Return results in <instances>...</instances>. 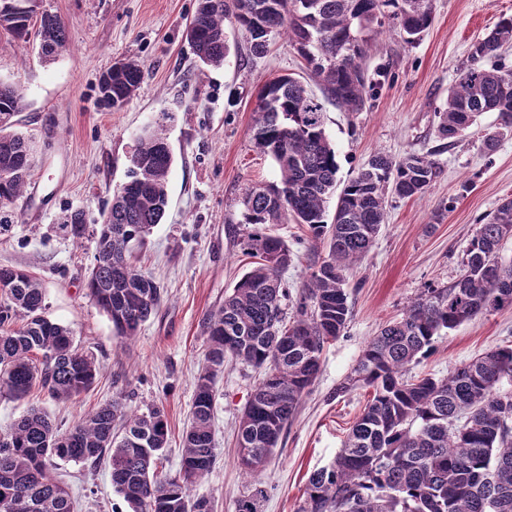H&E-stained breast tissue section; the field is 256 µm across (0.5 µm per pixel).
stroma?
Wrapping results in <instances>:
<instances>
[{"label": "stroma", "instance_id": "obj_1", "mask_svg": "<svg viewBox=\"0 0 512 512\" xmlns=\"http://www.w3.org/2000/svg\"><path fill=\"white\" fill-rule=\"evenodd\" d=\"M197 0H42L41 11L60 17L69 51L42 62L38 37L21 42L0 31V80L19 85L24 107L19 131L35 143L34 170L13 205L16 221L0 230V266L34 274L46 288L45 314L68 326L92 354L99 374L76 401L59 403L32 391L28 401L0 396V429L27 405L48 411L60 429L120 398L128 408L163 407L169 425L161 471L175 474L182 457L195 378L204 362L202 323L251 267L238 235L240 200L251 187L276 181L277 168L251 139L254 95L274 76L305 78L302 60L287 37L271 33L266 54L255 56L242 33L227 27L230 54L223 66L200 67L186 37ZM433 21L416 43L381 35L365 61L371 81L359 112L325 107V129L336 146L337 178L347 181L375 153L401 158L435 150L440 173L416 200L390 198L387 221L370 253L348 276L352 318L323 352L321 371L296 419L259 476L266 496L261 512H299L310 473L328 466L365 405L367 389L340 395L366 343L398 319L430 285L459 272L475 226L512 196V135L494 151L483 145L496 113L440 148L438 114L469 47L498 20L512 16V0H432ZM123 58L140 62L144 78L122 106H103L102 73ZM163 124L174 155L169 204L138 266L165 292L157 311L129 341L87 294L95 239L74 244L59 219L82 210L100 223L113 188L125 181L142 129ZM297 255L281 277L290 290L307 282L315 255L307 229L280 224ZM512 344V309L479 315L438 337L416 374L436 377L475 356ZM259 375L229 363L216 382L213 431L216 460L192 496L212 499L215 512H235L251 482L237 462V425ZM75 512H128L114 492L107 464L89 467L55 461Z\"/></svg>", "mask_w": 512, "mask_h": 512}]
</instances>
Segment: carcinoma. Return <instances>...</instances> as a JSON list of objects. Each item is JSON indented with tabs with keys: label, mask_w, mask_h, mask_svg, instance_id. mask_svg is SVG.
Returning <instances> with one entry per match:
<instances>
[{
	"label": "carcinoma",
	"mask_w": 512,
	"mask_h": 512,
	"mask_svg": "<svg viewBox=\"0 0 512 512\" xmlns=\"http://www.w3.org/2000/svg\"><path fill=\"white\" fill-rule=\"evenodd\" d=\"M11 2L0 0V29L24 41L32 16L19 15ZM431 22V0H197L187 37L201 65L224 64L228 25L241 31L254 55L267 52L268 36L282 29L322 97L290 74L256 93L252 141L275 163L279 183L242 198L247 227L241 240L256 261L204 319L206 364L195 382L180 469L174 475L157 469L168 438L159 407L138 413L114 400L65 432L32 408L0 430V512H74L50 468L53 458L93 467L108 459L112 487L131 512H213L212 501L191 497L190 486L214 461L215 384L229 361L263 372L240 416L237 460L251 476L264 469L320 372L325 345L350 321L346 273L373 247L389 196L420 198L438 174L432 151L400 159L375 153L337 188L324 103L360 111L370 88L363 61L372 40L386 30L412 44ZM38 34L45 62L68 47L56 16L41 15ZM511 45L512 18L471 45L439 113V139L456 138L487 112L498 121V131L485 139L487 150L495 149L498 136L512 134V70L492 64ZM143 77L138 61H120L108 87L112 107L133 96ZM22 108L20 88L0 81V214L31 177V141L13 130ZM172 164L164 126H147L130 159L128 185L113 189L94 233L88 294L123 339L133 338L162 301L163 288L136 265L134 252L165 214ZM290 221L307 227L327 253L313 263L288 317L281 272L294 253L266 228ZM62 223L74 242L85 238L82 211L68 212ZM511 239L510 196L476 225L457 279L425 289L367 342L336 395L364 387L370 398L334 461L310 474L299 512H512V390L503 389L512 382V346L464 362L446 377L409 374L441 333L512 308V260L503 256ZM44 300L39 279L0 267V395L21 400L36 386L69 401L96 380L94 358L79 351L70 328L45 316ZM264 498L256 486L237 500L236 512H258Z\"/></svg>",
	"instance_id": "1"
}]
</instances>
